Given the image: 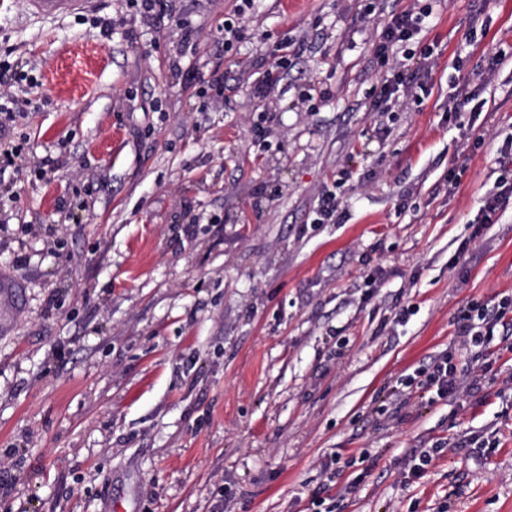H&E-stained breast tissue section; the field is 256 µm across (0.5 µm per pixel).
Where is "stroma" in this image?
Returning a JSON list of instances; mask_svg holds the SVG:
<instances>
[{
	"label": "stroma",
	"mask_w": 512,
	"mask_h": 512,
	"mask_svg": "<svg viewBox=\"0 0 512 512\" xmlns=\"http://www.w3.org/2000/svg\"><path fill=\"white\" fill-rule=\"evenodd\" d=\"M424 4L432 92L372 112L408 0H250L229 50L238 0L157 25L137 0H0L24 106L0 113V512H512V351L473 393L426 387L483 355L459 311L512 296V204L472 227L512 135V63L486 76L512 0ZM217 74L244 84L218 98ZM465 81L484 107L447 111ZM93 0H29L35 13L40 16L55 17L75 9L92 6ZM295 44L288 43V41L281 42L274 46L271 50V55L277 58V65L269 70L263 77L262 82L266 83L268 87L276 84L279 81L280 73L278 72L279 68L283 67V63L287 61V57L290 56V52L296 54L300 47H293ZM292 48L290 51L289 49Z\"/></svg>",
	"instance_id": "1"
}]
</instances>
